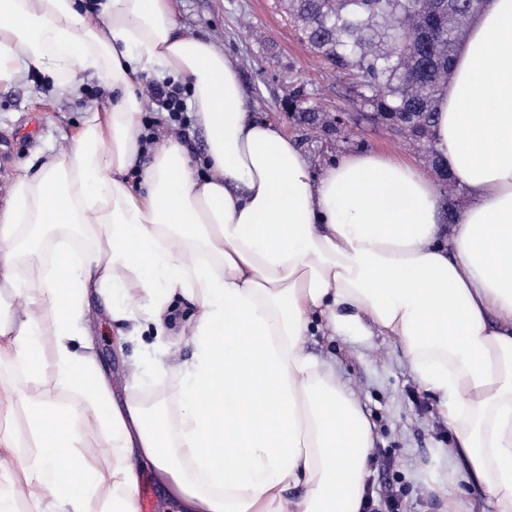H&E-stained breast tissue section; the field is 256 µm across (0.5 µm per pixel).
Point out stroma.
<instances>
[{
  "label": "stroma",
  "instance_id": "1",
  "mask_svg": "<svg viewBox=\"0 0 512 512\" xmlns=\"http://www.w3.org/2000/svg\"><path fill=\"white\" fill-rule=\"evenodd\" d=\"M183 33L213 40L236 59L241 84L255 116L269 121L292 138L321 176L342 155L380 151L403 157L440 178L427 148L394 135L370 119L357 91L302 40L280 6V0H175ZM305 87L329 113L345 112L353 133L347 141L319 139L295 125L284 101L296 87ZM81 101L61 96L28 75L9 92L0 93V145H9L0 158V198L23 166L51 147H61L64 136L80 124ZM192 307L181 302L171 314L172 332L156 335L154 328L113 322L99 298H91L87 326L93 353L112 382L114 399L124 403L141 392L148 404H164L167 414L177 408L169 395L178 381L175 363L188 362L194 351L190 327ZM309 352L334 356L343 380L357 392L374 426L371 490L375 512H440L442 503L428 486L447 478L449 448L454 438L438 411V398L413 377L396 337L331 334L312 331L305 338ZM54 337L43 340V365L27 376L17 362L0 360V373L15 379L20 394L67 400L71 391L55 372ZM85 442L96 452L101 476L99 494L112 493V445L97 427L93 411H85Z\"/></svg>",
  "mask_w": 512,
  "mask_h": 512
}]
</instances>
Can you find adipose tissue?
<instances>
[{"mask_svg":"<svg viewBox=\"0 0 512 512\" xmlns=\"http://www.w3.org/2000/svg\"><path fill=\"white\" fill-rule=\"evenodd\" d=\"M90 104L67 146L42 155L0 202V357L35 364L56 338L74 394L33 398L34 452L8 489L27 512H137L135 462L148 457L181 512H363L372 424L333 358L307 351L332 331L397 337L410 371L443 402L462 485L445 512H512V0H488L458 47L433 148L468 193L450 235L426 172L393 156L339 158L314 178L301 151L256 119L238 67L213 41L180 33L174 0H0V92L30 71ZM184 84L206 140L196 157L164 125L147 131L140 77ZM116 321L167 330L174 299L196 308V352L173 392L172 428L143 399L117 405L89 340L91 295ZM93 410L116 450L100 500Z\"/></svg>","mask_w":512,"mask_h":512,"instance_id":"ef3b65f1","label":"adipose tissue"}]
</instances>
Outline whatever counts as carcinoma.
<instances>
[{"instance_id":"carcinoma-1","label":"carcinoma","mask_w":512,"mask_h":512,"mask_svg":"<svg viewBox=\"0 0 512 512\" xmlns=\"http://www.w3.org/2000/svg\"><path fill=\"white\" fill-rule=\"evenodd\" d=\"M283 6L302 40L353 81L371 117L432 146L439 96L453 75L465 26L484 0H468L463 14L444 0H283ZM286 104L296 123L313 122L342 140L336 118L307 103L303 88Z\"/></svg>"}]
</instances>
